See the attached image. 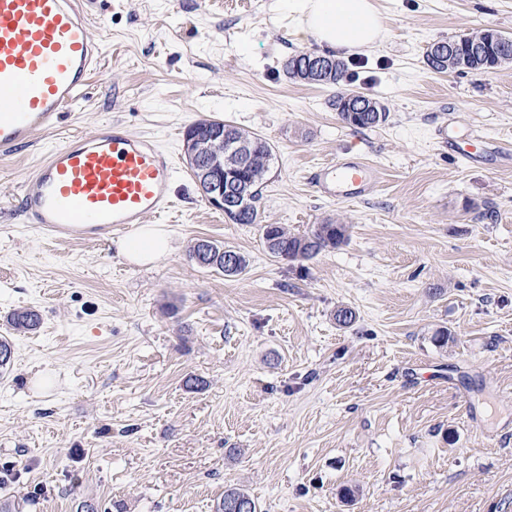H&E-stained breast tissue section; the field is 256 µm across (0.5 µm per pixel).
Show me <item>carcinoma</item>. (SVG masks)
<instances>
[{
  "instance_id": "cac0c4a2",
  "label": "carcinoma",
  "mask_w": 512,
  "mask_h": 512,
  "mask_svg": "<svg viewBox=\"0 0 512 512\" xmlns=\"http://www.w3.org/2000/svg\"><path fill=\"white\" fill-rule=\"evenodd\" d=\"M426 64L431 69L445 71L463 70H493L501 64L512 61V39L502 41L497 38L493 30H485L471 35L452 37L448 40L436 41L428 46L425 52ZM309 56L305 52L296 53L288 57L283 63L284 72L290 78L307 80H325L327 84H339L347 72L344 60L333 55L327 56L330 60L328 70L320 74L307 70L306 60ZM347 93L336 95V110L342 119L358 129H369L380 126L387 119V112L362 111L354 114L348 112L346 107ZM245 140L250 144L252 154L258 162L246 168L245 176L251 183L254 194L240 211L232 216L236 224L258 223L260 195L256 191L270 170L273 160V149L268 141L256 134L246 133L233 125H227L224 141V165L227 167L239 163L237 151L232 144L237 140ZM263 239L270 255L274 258L288 261H306L315 258L329 248H337L348 240V226L345 224H314L310 230L303 234H291L277 224H264L261 226ZM234 256V263L228 267L224 265V255ZM190 257L199 265L224 273L227 276L243 273L247 260L238 251L213 242L201 240L197 242L190 253ZM38 313L29 310L15 314L12 319L13 327L23 330H34L39 325ZM246 506L244 510H234L235 504ZM216 512H258L256 502L245 492L237 488L224 491V497L217 503Z\"/></svg>"
}]
</instances>
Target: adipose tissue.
<instances>
[{
	"label": "adipose tissue",
	"instance_id": "adipose-tissue-1",
	"mask_svg": "<svg viewBox=\"0 0 512 512\" xmlns=\"http://www.w3.org/2000/svg\"><path fill=\"white\" fill-rule=\"evenodd\" d=\"M301 24L299 33L331 50L361 51L374 48L386 30L374 0H284ZM170 239L158 224L141 228L135 237L120 241L119 249L135 265L156 263L169 252Z\"/></svg>",
	"mask_w": 512,
	"mask_h": 512
}]
</instances>
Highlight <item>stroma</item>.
Segmentation results:
<instances>
[{
    "label": "stroma",
    "mask_w": 512,
    "mask_h": 512,
    "mask_svg": "<svg viewBox=\"0 0 512 512\" xmlns=\"http://www.w3.org/2000/svg\"><path fill=\"white\" fill-rule=\"evenodd\" d=\"M375 3L387 37L336 88L284 73L319 46L278 0H95L102 74L36 146L0 156V512H215L229 488L260 512H512V63H425L440 39L512 37V0ZM341 89L386 122L342 121ZM114 119L179 160L202 119L266 138L259 224L211 207L188 171L152 265L23 223L12 204L46 148ZM444 122L492 160L441 150ZM349 147L378 190L322 199L315 166ZM329 219L347 243L302 264L259 229ZM200 240L246 270L199 266ZM25 309L31 333L8 324Z\"/></svg>",
    "instance_id": "obj_1"
}]
</instances>
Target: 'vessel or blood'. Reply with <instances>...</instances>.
Here are the masks:
<instances>
[{"instance_id":"1","label":"vessel or blood","mask_w":512,"mask_h":512,"mask_svg":"<svg viewBox=\"0 0 512 512\" xmlns=\"http://www.w3.org/2000/svg\"><path fill=\"white\" fill-rule=\"evenodd\" d=\"M87 0H0V152L28 147L56 127L84 97L103 68L104 44L92 35ZM437 144L460 158L464 149L447 125L434 130ZM174 155L124 123H106L95 135H72L50 146L18 189L25 223L56 240L127 239L178 205ZM327 200L372 194L378 168L345 152L313 173Z\"/></svg>"}]
</instances>
